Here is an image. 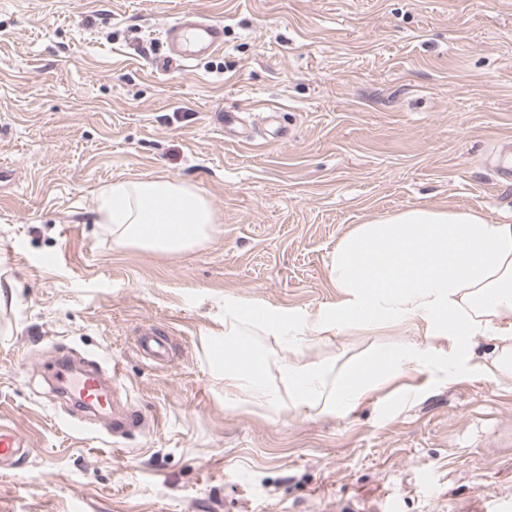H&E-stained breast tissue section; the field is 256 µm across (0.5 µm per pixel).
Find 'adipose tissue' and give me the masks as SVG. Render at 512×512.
Masks as SVG:
<instances>
[{
	"instance_id": "obj_1",
	"label": "adipose tissue",
	"mask_w": 512,
	"mask_h": 512,
	"mask_svg": "<svg viewBox=\"0 0 512 512\" xmlns=\"http://www.w3.org/2000/svg\"><path fill=\"white\" fill-rule=\"evenodd\" d=\"M98 216L113 242L181 254L209 237L215 215L192 186L169 178L117 180L99 194ZM328 279L341 300L321 317L319 331L355 328L392 316L423 319L441 349L411 344L395 357L375 356L370 368L314 364L283 368L297 386L293 406L331 414L373 390L381 377L438 361L457 362L473 338L495 346L485 370L512 377V223L493 224L475 209L410 207L356 225L336 244ZM249 392L252 404L274 403L261 374L224 366V393Z\"/></svg>"
}]
</instances>
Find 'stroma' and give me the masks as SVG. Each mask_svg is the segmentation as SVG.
<instances>
[{
    "instance_id": "35a3bbf8",
    "label": "stroma",
    "mask_w": 512,
    "mask_h": 512,
    "mask_svg": "<svg viewBox=\"0 0 512 512\" xmlns=\"http://www.w3.org/2000/svg\"><path fill=\"white\" fill-rule=\"evenodd\" d=\"M194 11L222 51L161 72ZM239 122L221 133V114ZM512 0H0V512H512V378L472 359L387 377L333 414L293 408L282 366L360 363L422 319L319 333L326 264L355 225L417 206L512 219ZM159 175L216 215L180 255L113 243L99 189ZM275 409L224 395V315ZM166 333L154 360L137 332ZM118 362L112 419L65 404L56 358ZM22 440L13 428L0 426V460L14 461L20 455Z\"/></svg>"
}]
</instances>
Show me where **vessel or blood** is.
Returning <instances> with one entry per match:
<instances>
[{
  "label": "vessel or blood",
  "mask_w": 512,
  "mask_h": 512,
  "mask_svg": "<svg viewBox=\"0 0 512 512\" xmlns=\"http://www.w3.org/2000/svg\"><path fill=\"white\" fill-rule=\"evenodd\" d=\"M167 52L164 60L185 67L195 59L216 51L224 45V27L193 14L185 13L164 31ZM137 347L145 355L160 360L167 354V345L156 329L141 331ZM122 376L119 364H112L108 378L86 371L66 377L63 385L76 404L97 414H111L114 435L125 434L134 425L132 418L113 412L112 384ZM22 440L15 429L0 426V460L12 461L21 453Z\"/></svg>",
  "instance_id": "vessel-or-blood-1"
}]
</instances>
